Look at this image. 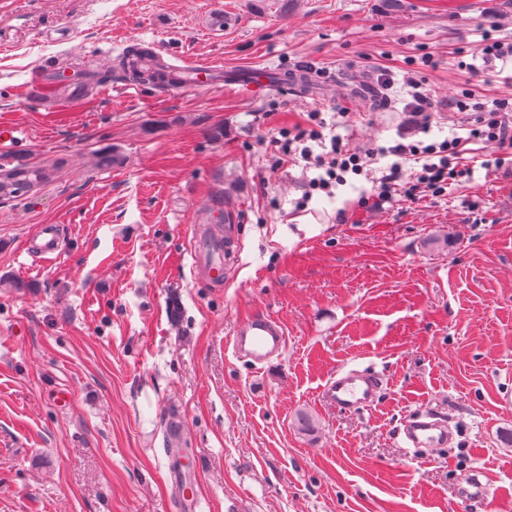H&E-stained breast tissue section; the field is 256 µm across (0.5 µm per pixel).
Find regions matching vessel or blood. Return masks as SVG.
Returning a JSON list of instances; mask_svg holds the SVG:
<instances>
[{
    "label": "vessel or blood",
    "mask_w": 512,
    "mask_h": 512,
    "mask_svg": "<svg viewBox=\"0 0 512 512\" xmlns=\"http://www.w3.org/2000/svg\"><path fill=\"white\" fill-rule=\"evenodd\" d=\"M183 87L192 89L209 88L214 76L226 74L229 83L238 86L242 92L260 96L272 86L291 91L295 84L290 80L273 83L272 74L266 69H255L240 75L225 72L217 64L187 65L183 68ZM42 241L37 247L40 257L49 259L58 255L60 236L53 224L43 225ZM286 344L285 331L273 316L258 314L250 316L233 333L232 345L236 356L262 364L281 354ZM385 381L378 373L367 369L350 368L338 371L324 385V401L337 410L354 413L375 405L384 389ZM402 433L404 441L411 448H444L450 440L448 425L434 414L416 412L406 420Z\"/></svg>",
    "instance_id": "1"
}]
</instances>
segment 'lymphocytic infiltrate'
<instances>
[{"label":"lymphocytic infiltrate","instance_id":"lymphocytic-infiltrate-1","mask_svg":"<svg viewBox=\"0 0 512 512\" xmlns=\"http://www.w3.org/2000/svg\"><path fill=\"white\" fill-rule=\"evenodd\" d=\"M460 112L477 113L474 123L461 126L442 142L427 143L419 140L398 142L388 147L395 161L388 174L373 177L371 165L379 154L378 148L364 150L350 147L341 139H332L330 149L323 154L314 153L310 143L317 140L320 113H310L313 130L282 131L278 145L283 155L304 159L317 175L308 180L306 195L316 192L332 194L337 186L346 184L348 177H361L370 181L371 189L362 194L359 204L369 199L388 201L401 194L408 199L444 194L449 185L461 183L472 176L474 168L469 156L479 150L481 165L486 172L503 167L512 153V93L498 98L489 116H482L483 105L471 90H463L453 104Z\"/></svg>","mask_w":512,"mask_h":512}]
</instances>
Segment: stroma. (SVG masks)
<instances>
[{
    "instance_id": "35a3bbf8",
    "label": "stroma",
    "mask_w": 512,
    "mask_h": 512,
    "mask_svg": "<svg viewBox=\"0 0 512 512\" xmlns=\"http://www.w3.org/2000/svg\"><path fill=\"white\" fill-rule=\"evenodd\" d=\"M493 21L512 33V0H0V132L15 134L0 165L51 170L0 199V512H177L173 416L199 512H512V174L364 208L352 179L299 212L304 162L275 147L312 111L324 138L394 144L426 55L424 140L446 139L471 119L450 107L462 89L488 110L512 92V63L458 65ZM134 45L316 84L257 98L96 81ZM43 65L55 83L27 86ZM381 68L389 88L352 96ZM44 224L60 230L51 260L29 251ZM228 225L213 284L199 237ZM255 314L286 333L259 367L231 343ZM345 365L383 375L377 404L323 401ZM418 409L448 418L454 448L402 447Z\"/></svg>"
}]
</instances>
